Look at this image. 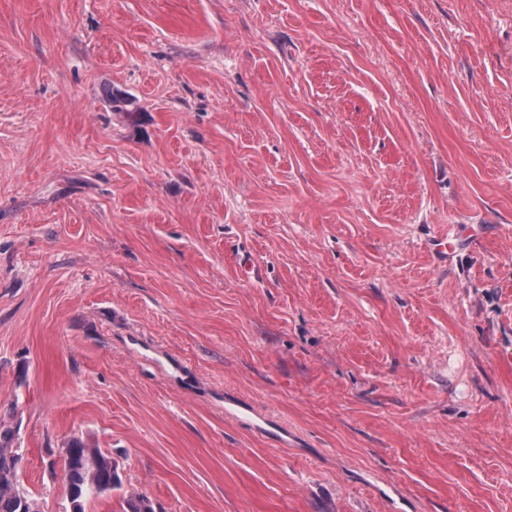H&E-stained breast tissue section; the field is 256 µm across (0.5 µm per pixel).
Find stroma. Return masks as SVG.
Returning <instances> with one entry per match:
<instances>
[{
	"label": "stroma",
	"instance_id": "35a3bbf8",
	"mask_svg": "<svg viewBox=\"0 0 512 512\" xmlns=\"http://www.w3.org/2000/svg\"><path fill=\"white\" fill-rule=\"evenodd\" d=\"M9 412L41 512H512V0H0ZM62 455L71 512H85V503L121 486L118 464L100 448L88 452L83 439H75Z\"/></svg>",
	"mask_w": 512,
	"mask_h": 512
}]
</instances>
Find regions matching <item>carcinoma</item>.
<instances>
[{"mask_svg":"<svg viewBox=\"0 0 512 512\" xmlns=\"http://www.w3.org/2000/svg\"><path fill=\"white\" fill-rule=\"evenodd\" d=\"M17 431L0 425V473L18 471L21 456L13 447ZM71 512H85V503L121 486L118 464L101 449L87 451L83 439H75L62 455ZM32 496L19 488L18 481L0 479V512H30ZM124 512H155L147 497L135 494L125 501Z\"/></svg>","mask_w":512,"mask_h":512,"instance_id":"obj_1","label":"carcinoma"}]
</instances>
